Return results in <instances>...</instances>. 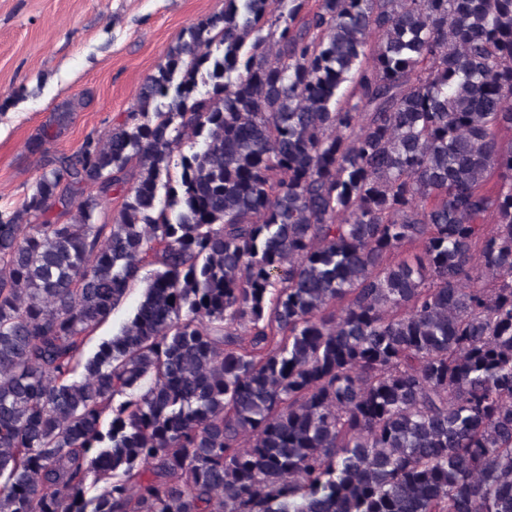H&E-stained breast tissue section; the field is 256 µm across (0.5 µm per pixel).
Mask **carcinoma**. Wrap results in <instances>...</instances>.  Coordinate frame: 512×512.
<instances>
[{
	"instance_id": "cac0c4a2",
	"label": "carcinoma",
	"mask_w": 512,
	"mask_h": 512,
	"mask_svg": "<svg viewBox=\"0 0 512 512\" xmlns=\"http://www.w3.org/2000/svg\"><path fill=\"white\" fill-rule=\"evenodd\" d=\"M70 116L0 211V512H512V0H224ZM145 284V281L139 282L121 302V304L112 312V315L108 320L102 323L91 335V340L86 346V352L88 354H93L97 350L98 344L103 339L110 338L133 315Z\"/></svg>"
}]
</instances>
